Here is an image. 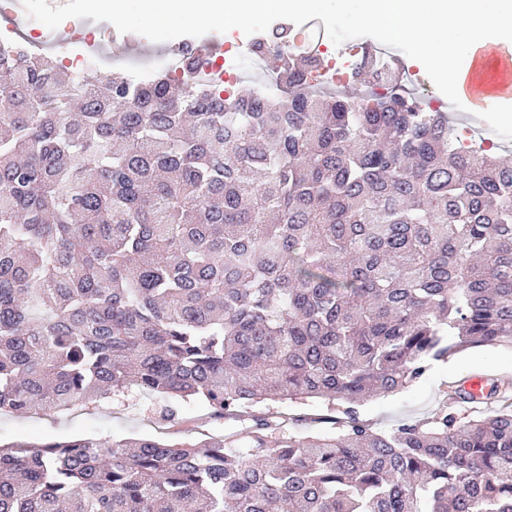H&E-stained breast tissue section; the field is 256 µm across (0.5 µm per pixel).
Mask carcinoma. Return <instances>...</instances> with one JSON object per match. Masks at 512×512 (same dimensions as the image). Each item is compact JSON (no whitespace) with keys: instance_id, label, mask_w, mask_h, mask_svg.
I'll use <instances>...</instances> for the list:
<instances>
[{"instance_id":"obj_1","label":"carcinoma","mask_w":512,"mask_h":512,"mask_svg":"<svg viewBox=\"0 0 512 512\" xmlns=\"http://www.w3.org/2000/svg\"><path fill=\"white\" fill-rule=\"evenodd\" d=\"M130 90L0 49V414L140 391L246 436L0 445V512H512V405L375 430L393 396L512 346V166L399 92ZM397 81L364 56L352 79ZM327 403L333 426L241 408Z\"/></svg>"}]
</instances>
